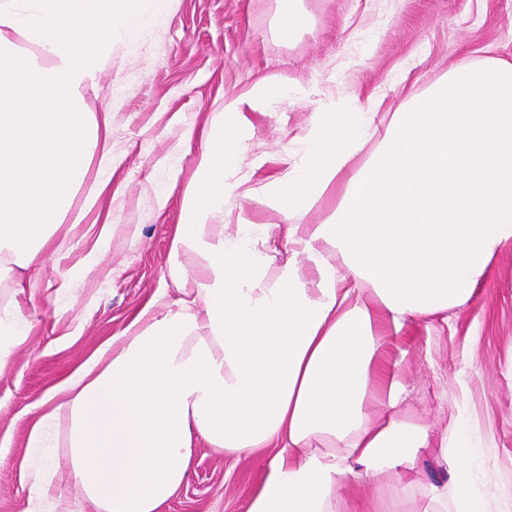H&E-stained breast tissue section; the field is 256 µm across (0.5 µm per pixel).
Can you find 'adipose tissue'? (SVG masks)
<instances>
[{
  "label": "adipose tissue",
  "instance_id": "ef3b65f1",
  "mask_svg": "<svg viewBox=\"0 0 512 512\" xmlns=\"http://www.w3.org/2000/svg\"><path fill=\"white\" fill-rule=\"evenodd\" d=\"M172 2L0 0V280L12 292L0 303V365L29 335L16 299L26 272L51 248L92 160L112 162V115L87 112L80 90L113 41L135 39ZM289 94L262 78L204 125L171 242L174 310L142 309L107 358L55 388V408L30 431V447L49 448L51 426L66 419L75 485L94 512H162L203 443L235 458L273 449L247 512H345L342 487L383 470L413 483L428 434L398 411L407 393L384 363V338L465 303L512 245V63L457 61L357 169L369 113H316L305 147L283 157L285 174L239 192L231 176L248 110ZM235 193L289 219L287 262L273 263L258 225L225 234ZM333 194L329 223L293 224ZM326 244L340 246L342 266ZM186 253L197 276L180 262ZM362 281L381 308L362 300ZM451 424L457 440L440 448L451 480L425 492L434 512H490L480 452Z\"/></svg>",
  "mask_w": 512,
  "mask_h": 512
}]
</instances>
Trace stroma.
<instances>
[{
    "instance_id": "obj_1",
    "label": "stroma",
    "mask_w": 512,
    "mask_h": 512,
    "mask_svg": "<svg viewBox=\"0 0 512 512\" xmlns=\"http://www.w3.org/2000/svg\"><path fill=\"white\" fill-rule=\"evenodd\" d=\"M309 24L289 39L277 30L276 0H176L147 20L135 43L114 41L86 109L112 114V164L91 163L58 228L31 295L32 330L0 367V512H25L34 458L28 436L52 408L49 396L99 356L143 308L156 315L177 293L170 244L199 149L192 130L224 100L263 77L288 83L278 105L257 102L242 130L235 177L259 191L281 175V156L300 149L315 112L328 105L374 113L353 161L380 149L396 112L424 97L456 60L512 63V0H301ZM228 231L239 220L268 226L275 262L288 256L283 215L227 198ZM111 235H104V226ZM383 357L409 397L403 416L425 428L419 483L399 489L386 471L348 483L350 504L399 489L405 512H430L422 484L441 479L439 448L450 414H461L474 446L486 449L491 500L512 499V247L492 275L447 320L414 322L386 337ZM270 449L242 459L199 446L178 494L163 512H247L266 477Z\"/></svg>"
}]
</instances>
